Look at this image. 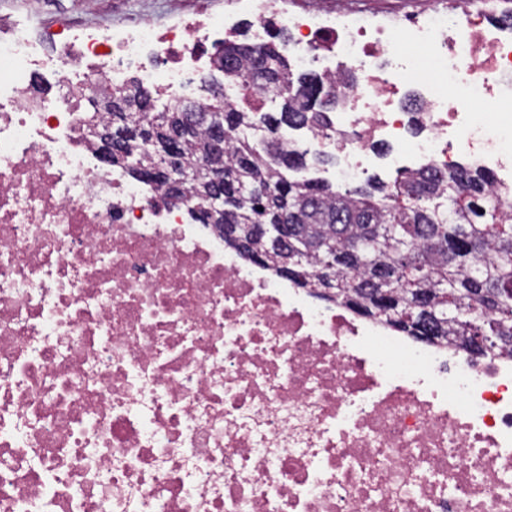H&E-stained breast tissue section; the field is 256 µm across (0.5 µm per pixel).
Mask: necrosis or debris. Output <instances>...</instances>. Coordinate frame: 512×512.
Segmentation results:
<instances>
[{
	"label": "necrosis or debris",
	"mask_w": 512,
	"mask_h": 512,
	"mask_svg": "<svg viewBox=\"0 0 512 512\" xmlns=\"http://www.w3.org/2000/svg\"><path fill=\"white\" fill-rule=\"evenodd\" d=\"M247 21L335 87L284 125L289 179L343 189L467 158L512 205V26L493 0L0 30V512H512V354L417 344L224 242L106 163L85 110L175 101ZM413 92L418 111H406Z\"/></svg>",
	"instance_id": "4bbe7bcc"
}]
</instances>
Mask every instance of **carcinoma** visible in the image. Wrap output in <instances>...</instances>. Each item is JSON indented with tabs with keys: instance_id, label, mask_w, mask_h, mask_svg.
Segmentation results:
<instances>
[{
	"instance_id": "1",
	"label": "carcinoma",
	"mask_w": 512,
	"mask_h": 512,
	"mask_svg": "<svg viewBox=\"0 0 512 512\" xmlns=\"http://www.w3.org/2000/svg\"><path fill=\"white\" fill-rule=\"evenodd\" d=\"M224 79L247 88H284L280 117L264 116L269 131L283 123L327 126L339 99L315 75L292 72L288 57L273 47L229 42L214 60ZM112 117L89 119L104 127L122 118L124 131L154 132L160 148L140 147L132 157L112 152V163L129 176L169 192L166 156L174 155L186 180L179 194L206 203L208 184L198 177L202 162L223 141L224 241L259 262H270L304 288L333 277V296L362 315L392 327L387 308L413 324L430 325L431 339L455 335L464 345L484 330L512 333V212L495 200L490 177L457 164L446 173L405 175L396 191L370 183L339 192L329 184L292 182L284 171L303 155L274 140L264 148L234 143L231 132L261 109L252 97L237 107L218 95L202 112L212 121L180 133L186 103L153 111L151 92L136 80L112 90ZM263 224L282 225L267 238ZM428 257L407 282L411 254ZM399 328V327H397ZM399 331L413 332L405 327Z\"/></svg>"
}]
</instances>
